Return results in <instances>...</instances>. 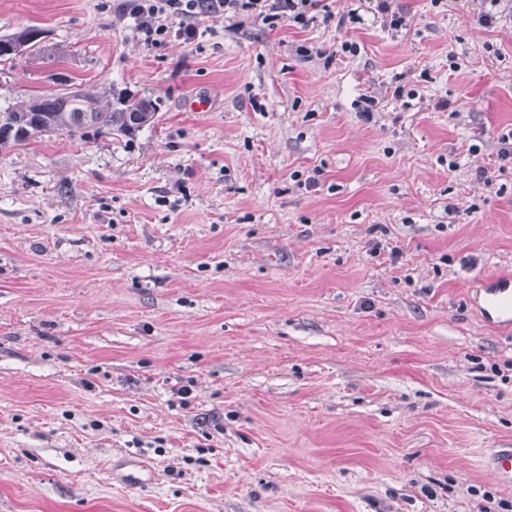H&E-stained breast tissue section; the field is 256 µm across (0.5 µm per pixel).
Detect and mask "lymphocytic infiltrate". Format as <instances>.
I'll list each match as a JSON object with an SVG mask.
<instances>
[{
	"instance_id": "f902f5d3",
	"label": "lymphocytic infiltrate",
	"mask_w": 512,
	"mask_h": 512,
	"mask_svg": "<svg viewBox=\"0 0 512 512\" xmlns=\"http://www.w3.org/2000/svg\"><path fill=\"white\" fill-rule=\"evenodd\" d=\"M130 37L145 49L179 41L190 44L206 35V21L241 25L250 19L269 28L286 23L309 27L319 17H331L325 0H102Z\"/></svg>"
}]
</instances>
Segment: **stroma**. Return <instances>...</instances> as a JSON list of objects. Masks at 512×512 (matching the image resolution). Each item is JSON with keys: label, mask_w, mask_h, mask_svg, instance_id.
Instances as JSON below:
<instances>
[{"label": "stroma", "mask_w": 512, "mask_h": 512, "mask_svg": "<svg viewBox=\"0 0 512 512\" xmlns=\"http://www.w3.org/2000/svg\"><path fill=\"white\" fill-rule=\"evenodd\" d=\"M402 3L398 33L367 10L337 28L356 2L333 0L304 29L147 50L98 0H0V34L50 52L0 63L1 105L105 83L160 102L132 136L0 150V512L512 503L482 467L512 448V330L470 292L512 273V12ZM118 453L156 480L121 488Z\"/></svg>", "instance_id": "35a3bbf8"}]
</instances>
